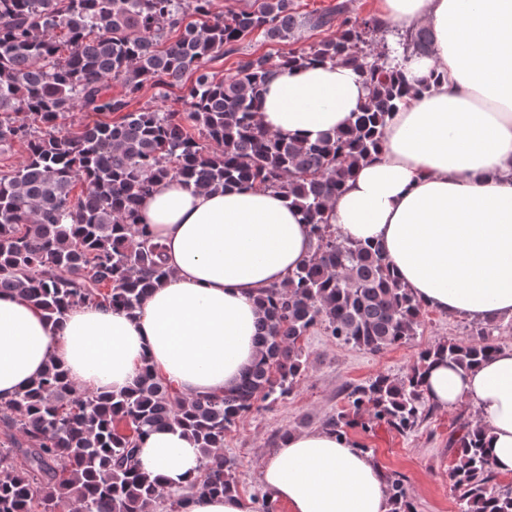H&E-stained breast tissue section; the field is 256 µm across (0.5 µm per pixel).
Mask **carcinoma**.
I'll use <instances>...</instances> for the list:
<instances>
[{
  "label": "carcinoma",
  "instance_id": "carcinoma-1",
  "mask_svg": "<svg viewBox=\"0 0 512 512\" xmlns=\"http://www.w3.org/2000/svg\"><path fill=\"white\" fill-rule=\"evenodd\" d=\"M211 2L0 0V146L19 143L27 153L20 168L0 174V292L36 306L53 327L79 305L134 312L170 276L162 245L138 220L141 200L170 178L206 191L277 190L298 206L315 241L311 258L260 297V357L229 391L187 400L146 361L122 392L80 393L48 362L0 405L17 434L0 446V512H157L164 492L136 465L142 437L156 427L191 433L201 455L196 493L233 491L224 437L257 401L274 404L293 391L310 329L320 324L374 355L419 335L425 307L393 275L383 247L340 239L327 207L379 151L405 98L429 90L407 81L399 59L430 54L433 32L406 31L379 51L376 36L386 27L353 13L347 0L314 17L298 15L292 0L220 13ZM333 24L336 34L316 44L246 55L229 78L209 67L256 32L286 43L303 28ZM316 62L364 79L367 100L353 125L314 141L267 131L259 107L268 78ZM188 74L182 110H128L146 89L163 94ZM76 108L121 117L75 129L68 119ZM495 330L494 318L476 323L472 340L421 350L404 376L353 386L349 408L323 427L345 435L358 427L413 431L433 410L420 389L430 356L468 370L498 348ZM478 433L464 423L448 439L457 512H512V487L496 482ZM386 479L392 512H417L405 479ZM180 508L179 498L165 504L166 512Z\"/></svg>",
  "mask_w": 512,
  "mask_h": 512
}]
</instances>
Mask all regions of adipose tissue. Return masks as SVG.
<instances>
[{
	"instance_id": "adipose-tissue-1",
	"label": "adipose tissue",
	"mask_w": 512,
	"mask_h": 512,
	"mask_svg": "<svg viewBox=\"0 0 512 512\" xmlns=\"http://www.w3.org/2000/svg\"><path fill=\"white\" fill-rule=\"evenodd\" d=\"M376 16L429 27V55L403 68L409 82L439 74L389 122L380 153L332 200L341 238L381 243L395 276L421 304L476 320L512 318V0H377ZM366 100L343 65L282 70L267 82L262 125L298 139L341 131ZM141 223L172 275L135 313L99 305L51 326L35 306L0 295V402L56 362L80 389L119 392L143 363L185 397L233 389L260 356L258 298L313 254L310 227L282 194L258 187L197 191L158 182ZM429 404L472 406L495 469L512 474V348L471 370L438 361L425 374ZM137 466L168 491L189 486L200 451L182 430L143 440ZM262 482L289 512H391L383 470L351 438L327 428L287 433L261 459Z\"/></svg>"
}]
</instances>
